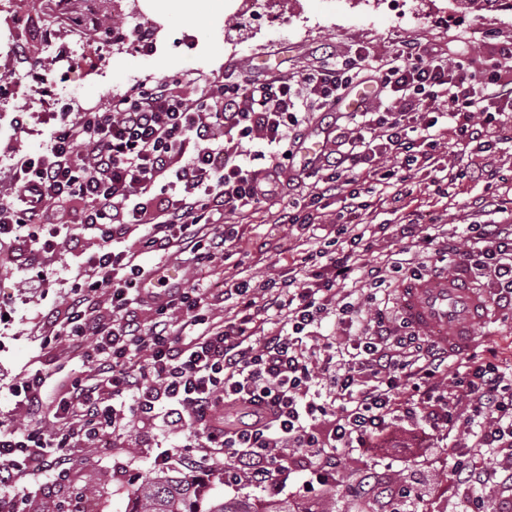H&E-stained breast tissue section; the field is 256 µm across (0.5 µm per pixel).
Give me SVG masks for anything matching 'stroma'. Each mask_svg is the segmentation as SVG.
Instances as JSON below:
<instances>
[{
    "label": "stroma",
    "mask_w": 512,
    "mask_h": 512,
    "mask_svg": "<svg viewBox=\"0 0 512 512\" xmlns=\"http://www.w3.org/2000/svg\"><path fill=\"white\" fill-rule=\"evenodd\" d=\"M223 2L222 10L207 14L199 23L190 15L188 0H163L159 27L139 30L135 13L142 0H122L119 43L84 56L78 66L72 57H64L47 71L45 94L31 96L12 78L0 80V150L14 142L27 153H39L54 128L50 113L67 107H102L142 84L172 75L218 80L230 63L249 78L287 76L316 59L361 48L369 55V65L353 88H371L366 105L381 111L388 101L374 92L378 65L401 43L434 48L449 62L465 60L476 66L512 45V10L495 9L477 17L459 12L456 0H276L278 13L274 16L261 11L238 14V6L249 0ZM18 116L30 130L20 138L14 134ZM361 128L359 119L344 107L331 111L314 107L306 116L303 134L322 141L323 153L330 154L338 142L358 135ZM466 154L469 165H489L497 170L492 185L467 180L447 183L448 203L442 206L434 193L432 175L413 170L408 174L406 211L439 215L451 228L481 220L473 203L487 193L503 202L512 200V141L493 137L485 151L471 145ZM305 164L301 153H294L282 173L284 188L277 197L246 216H225V223L234 225L240 244L230 248L223 266L201 268L182 254L165 259L179 267L180 281H283L302 256L325 251L323 230L276 221L279 212L307 197ZM402 214L389 206L374 213L363 239L365 262L402 258L410 246L409 241L396 239ZM77 266L74 254L61 253L46 269L45 286L37 288L33 285L35 272L0 254V300L6 302L8 315L0 321V418L13 419L15 425H24L25 419L13 412L14 401L8 391L13 381L24 372L47 367L53 373L50 383L57 387L65 374L81 367L79 360L71 359L67 345L42 350L35 332L50 309L62 306ZM118 428L112 447L71 449L65 481L46 484L38 477L25 478L23 484L31 491L25 512H59L62 502L85 489L94 492L98 512H127L133 489L156 476L157 457L186 438L185 433L158 423L140 424L126 415L119 417ZM418 435L417 426L406 425L394 435L379 438L378 454L353 452L348 466L395 488L415 485L421 497L413 501V512H460L461 489L450 478L449 454L451 446L467 441V430H455L445 443L422 441Z\"/></svg>",
    "instance_id": "obj_1"
}]
</instances>
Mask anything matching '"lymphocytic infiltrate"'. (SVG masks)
<instances>
[{"mask_svg":"<svg viewBox=\"0 0 512 512\" xmlns=\"http://www.w3.org/2000/svg\"><path fill=\"white\" fill-rule=\"evenodd\" d=\"M367 54L337 56L289 77L247 79L227 70L195 94L171 76L143 84L108 107L55 113L56 128L42 153L11 147V192L0 198V249L27 235L24 265L39 270L54 255L79 250L71 293L63 311H49L42 344H68L84 364L45 408L48 375L37 370L12 384L14 409L28 423L0 425V500H25L19 481L68 473L75 441L99 444L116 430L105 395L127 400L132 419L164 405L165 423L187 431L176 450L190 474L223 476L264 492L279 491L294 458L305 460L316 485L336 484L353 451L373 445L401 424L448 436L459 427L469 443L452 449L451 476L476 487L494 481L485 455L512 449V367L496 351L451 358L407 322L392 323L383 309L351 297L355 271L371 287L385 284L399 266L361 268L354 250L371 201L360 180L389 183L394 170L384 155L404 167L442 171L437 152L447 134L473 143L501 136L498 115L512 112V50L469 71L449 66L441 55L406 42L382 62L380 85L391 104L370 116L374 139L358 136L339 152L334 175L312 185L309 200L284 219L309 226L319 216L312 202L340 204L334 237L353 247L330 252L325 264L304 274L300 286L267 279L235 280L224 287L236 303L234 319L215 321L209 286H168L146 253H192L213 265L224 262L234 235L222 220L245 214L275 196L288 159L289 129L300 128L309 103L335 107L359 78ZM448 115L455 126L439 125ZM261 139L270 151L254 152L264 167L242 160L244 146ZM93 230V249H82L63 223L69 212ZM492 220L466 225L465 247L442 248L447 265L479 271L504 314L512 313V209L492 208ZM143 235L121 247L130 225ZM154 318L142 326L136 309ZM269 312L283 320L266 333L258 322ZM334 316L341 333L326 336L322 321ZM92 349H85L86 339ZM244 409L247 419L225 425L218 410Z\"/></svg>","mask_w":512,"mask_h":512,"instance_id":"obj_1","label":"lymphocytic infiltrate"}]
</instances>
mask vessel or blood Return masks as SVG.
Returning <instances> with one entry per match:
<instances>
[{
  "label": "vessel or blood",
  "instance_id": "1",
  "mask_svg": "<svg viewBox=\"0 0 512 512\" xmlns=\"http://www.w3.org/2000/svg\"><path fill=\"white\" fill-rule=\"evenodd\" d=\"M491 304L488 290L473 287L464 271L450 279L410 280L398 298L404 319L451 351L462 350L470 343L471 325L488 318Z\"/></svg>",
  "mask_w": 512,
  "mask_h": 512
}]
</instances>
